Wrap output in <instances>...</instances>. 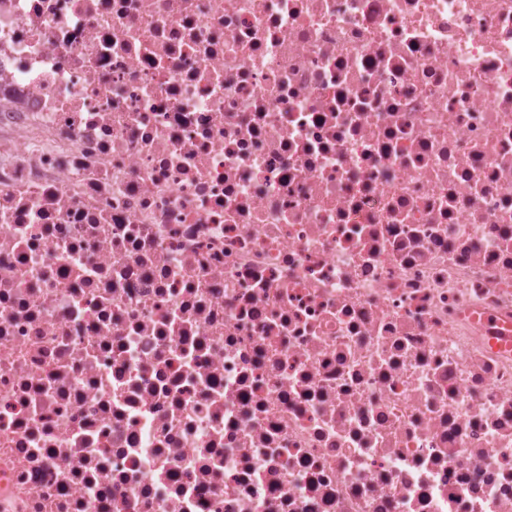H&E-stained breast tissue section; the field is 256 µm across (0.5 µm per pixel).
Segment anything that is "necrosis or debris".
Listing matches in <instances>:
<instances>
[{"label":"necrosis or debris","instance_id":"4bbe7bcc","mask_svg":"<svg viewBox=\"0 0 512 512\" xmlns=\"http://www.w3.org/2000/svg\"><path fill=\"white\" fill-rule=\"evenodd\" d=\"M0 512H512V0H0Z\"/></svg>","mask_w":512,"mask_h":512}]
</instances>
